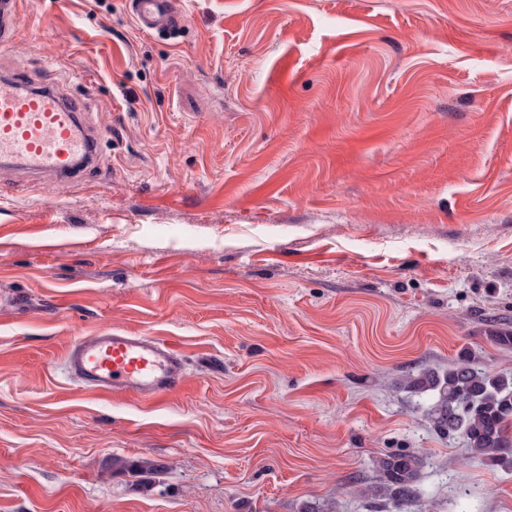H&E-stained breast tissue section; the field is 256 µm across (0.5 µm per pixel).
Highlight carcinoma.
<instances>
[{
  "mask_svg": "<svg viewBox=\"0 0 512 512\" xmlns=\"http://www.w3.org/2000/svg\"><path fill=\"white\" fill-rule=\"evenodd\" d=\"M402 386L429 396L426 415L439 436L460 439L474 456L512 470V372H492L464 352L444 369L407 374ZM423 466L414 451L388 454L379 460V482L363 493L384 498L391 512H402L421 498Z\"/></svg>",
  "mask_w": 512,
  "mask_h": 512,
  "instance_id": "carcinoma-1",
  "label": "carcinoma"
}]
</instances>
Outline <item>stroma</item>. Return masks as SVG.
<instances>
[{
	"label": "stroma",
	"mask_w": 512,
	"mask_h": 512,
	"mask_svg": "<svg viewBox=\"0 0 512 512\" xmlns=\"http://www.w3.org/2000/svg\"><path fill=\"white\" fill-rule=\"evenodd\" d=\"M19 4L0 75L103 139L70 183L0 170V512H385L361 490L398 450L411 512H512V471L396 385L512 371V0H181L172 37ZM110 327L175 343L185 385L68 379Z\"/></svg>",
	"instance_id": "stroma-1"
}]
</instances>
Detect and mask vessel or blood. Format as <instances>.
I'll use <instances>...</instances> for the list:
<instances>
[{
  "label": "vessel or blood",
  "instance_id": "1",
  "mask_svg": "<svg viewBox=\"0 0 512 512\" xmlns=\"http://www.w3.org/2000/svg\"><path fill=\"white\" fill-rule=\"evenodd\" d=\"M146 32L172 33L184 14L179 0H127ZM21 21L17 0H0V46L9 45ZM85 101L60 90L35 91L18 78L0 77V166L57 180L74 179L93 165L100 137L90 133ZM69 377L102 394L145 401L172 393L187 379L186 361L160 336L104 328L76 339L66 350Z\"/></svg>",
  "mask_w": 512,
  "mask_h": 512
}]
</instances>
